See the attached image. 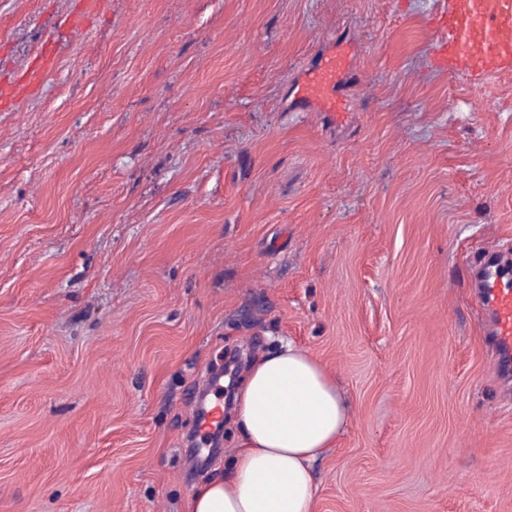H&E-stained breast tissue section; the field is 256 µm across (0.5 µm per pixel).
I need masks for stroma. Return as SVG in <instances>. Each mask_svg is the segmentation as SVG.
Returning a JSON list of instances; mask_svg holds the SVG:
<instances>
[{"label": "stroma", "instance_id": "35a3bbf8", "mask_svg": "<svg viewBox=\"0 0 512 512\" xmlns=\"http://www.w3.org/2000/svg\"><path fill=\"white\" fill-rule=\"evenodd\" d=\"M0 0V512H182L195 400L287 339L348 426L317 512H512V73L432 62L443 0ZM336 121L293 112L332 42ZM55 63L12 94L45 47ZM476 303L488 320V335L504 370L512 368V273L497 255L482 258L474 268Z\"/></svg>", "mask_w": 512, "mask_h": 512}]
</instances>
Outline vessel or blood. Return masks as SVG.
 <instances>
[{
    "instance_id": "b4317fda",
    "label": "vessel or blood",
    "mask_w": 512,
    "mask_h": 512,
    "mask_svg": "<svg viewBox=\"0 0 512 512\" xmlns=\"http://www.w3.org/2000/svg\"><path fill=\"white\" fill-rule=\"evenodd\" d=\"M435 52L449 73L475 80L512 70V0H448L439 22ZM352 77L350 54L334 50L321 56L296 83L293 111H345L340 89ZM476 303L488 320V334L502 369L512 368V271L497 255L474 268ZM224 422L222 403L197 408L199 430L212 433Z\"/></svg>"
}]
</instances>
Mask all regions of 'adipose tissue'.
Masks as SVG:
<instances>
[{"label":"adipose tissue","instance_id":"adipose-tissue-1","mask_svg":"<svg viewBox=\"0 0 512 512\" xmlns=\"http://www.w3.org/2000/svg\"><path fill=\"white\" fill-rule=\"evenodd\" d=\"M240 448L183 512H316L311 464L336 443L348 406L335 378L292 343L257 359L236 396Z\"/></svg>","mask_w":512,"mask_h":512}]
</instances>
